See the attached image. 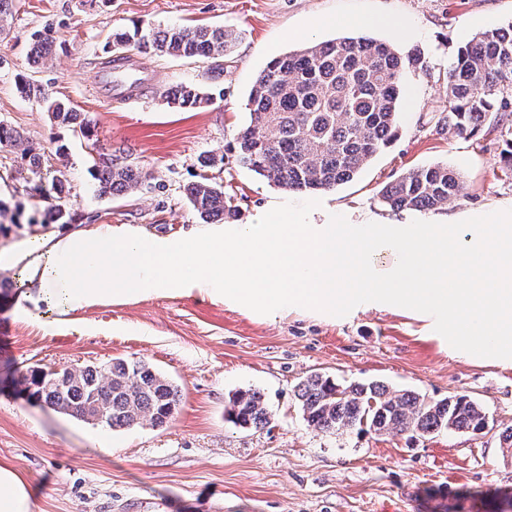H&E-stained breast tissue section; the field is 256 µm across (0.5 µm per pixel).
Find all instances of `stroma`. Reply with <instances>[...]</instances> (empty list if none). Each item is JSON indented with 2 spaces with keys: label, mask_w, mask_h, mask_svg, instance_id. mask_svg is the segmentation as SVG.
<instances>
[{
  "label": "stroma",
  "mask_w": 512,
  "mask_h": 512,
  "mask_svg": "<svg viewBox=\"0 0 512 512\" xmlns=\"http://www.w3.org/2000/svg\"><path fill=\"white\" fill-rule=\"evenodd\" d=\"M383 15L390 27L343 28L335 17ZM145 22L233 28L241 36L211 78L207 63L130 49L133 78L149 74L143 95L116 103L98 92L113 33ZM512 22V0H16L0 30V124L17 130L22 148H0V250L55 235L45 221L52 184L65 183L77 226L129 224L175 237L203 223L185 188L201 179L222 185L235 223H254L270 203L313 224H488L512 212V161L494 132L465 139L438 128L448 64L476 34ZM370 33L429 70L402 88L397 134L354 180L320 193H292L241 166L235 138L249 121L248 93L267 63L309 42ZM53 41L47 65L33 64L31 34ZM70 101L92 135L53 124L43 105L16 89L18 75ZM181 83L214 98L203 109L167 101ZM43 159L40 190L28 181L23 148ZM111 154L147 173L124 197L103 193L91 166ZM214 155L213 167L200 165ZM445 164L462 191L438 210L395 211L381 188L411 169ZM0 292V460L12 463L37 512H512V448L499 433L512 426V367L451 356L430 321L400 310L358 308L326 321L311 314L264 321L196 296L146 295L72 312L55 323L53 305L36 318L19 305L22 269ZM144 358L177 383L181 403L163 429L122 431L91 425L28 400L14 390L20 372L75 368L115 358ZM319 373L336 381H380L429 400L465 394L494 426L480 435L442 431L409 438L358 428L330 435L309 428L294 396ZM264 393L269 424L236 427L227 417L239 390Z\"/></svg>",
  "instance_id": "stroma-1"
}]
</instances>
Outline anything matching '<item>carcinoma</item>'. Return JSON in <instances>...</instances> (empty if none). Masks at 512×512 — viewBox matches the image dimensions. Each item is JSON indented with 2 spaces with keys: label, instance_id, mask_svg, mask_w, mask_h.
Wrapping results in <instances>:
<instances>
[{
  "label": "carcinoma",
  "instance_id": "1",
  "mask_svg": "<svg viewBox=\"0 0 512 512\" xmlns=\"http://www.w3.org/2000/svg\"><path fill=\"white\" fill-rule=\"evenodd\" d=\"M237 39L231 29L136 25L112 36L108 64L115 70L124 67L123 53L133 47L206 60L211 76L219 77L224 74V55ZM30 53L36 63H45L52 53L49 38L32 34ZM426 68L420 55L404 54L366 34L308 44L275 58L248 95L250 121L237 134V160L290 192L334 189L352 180L390 143L403 81ZM446 84L438 125L463 138L485 126L512 146V22L477 34L462 47L448 64ZM17 88L21 95L42 101L53 122L90 135L83 113L51 97L44 86L21 75ZM168 98L190 109L213 100L191 84L176 86ZM95 176L102 191L111 195L134 192L147 180L141 168L110 154L100 156ZM460 189V174L437 164L413 169L385 185L379 201L393 210H431L447 205ZM186 197L207 224L234 214L224 188L206 178L189 185ZM46 221L69 224L73 217L60 203L48 211ZM15 384L59 413L114 431L135 426L163 429L181 402L174 382L142 358H118L54 374L33 368L20 374ZM295 396L308 426L326 434L364 425L376 434L417 438L443 430L482 433L490 426L485 410L466 395L432 401L411 391L392 392L380 382L344 386L314 374L298 384ZM227 416L244 429L270 423L264 395L256 389L236 392Z\"/></svg>",
  "mask_w": 512,
  "mask_h": 512
}]
</instances>
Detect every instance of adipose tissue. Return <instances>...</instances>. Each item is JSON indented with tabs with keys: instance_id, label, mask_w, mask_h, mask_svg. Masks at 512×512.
<instances>
[{
	"instance_id": "1",
	"label": "adipose tissue",
	"mask_w": 512,
	"mask_h": 512,
	"mask_svg": "<svg viewBox=\"0 0 512 512\" xmlns=\"http://www.w3.org/2000/svg\"><path fill=\"white\" fill-rule=\"evenodd\" d=\"M19 266L30 304L70 312L149 293L220 301L256 317L325 319L358 306L437 322L455 356L512 366V217L492 224H307L265 210L255 224H217L168 238L127 224L65 229L0 252ZM18 471L0 461V512H35Z\"/></svg>"
}]
</instances>
